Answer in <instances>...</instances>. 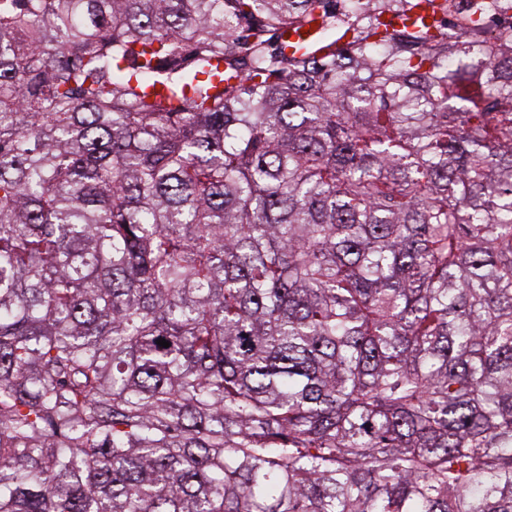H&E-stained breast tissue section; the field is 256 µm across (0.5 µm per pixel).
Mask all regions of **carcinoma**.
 <instances>
[{
    "instance_id": "carcinoma-1",
    "label": "carcinoma",
    "mask_w": 512,
    "mask_h": 512,
    "mask_svg": "<svg viewBox=\"0 0 512 512\" xmlns=\"http://www.w3.org/2000/svg\"><path fill=\"white\" fill-rule=\"evenodd\" d=\"M419 3L0 0V512H512V35Z\"/></svg>"
}]
</instances>
